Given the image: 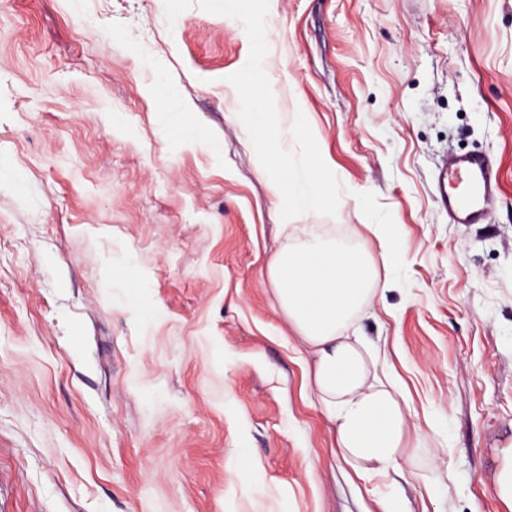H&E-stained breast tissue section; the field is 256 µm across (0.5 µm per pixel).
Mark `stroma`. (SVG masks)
<instances>
[{
  "label": "stroma",
  "instance_id": "1",
  "mask_svg": "<svg viewBox=\"0 0 512 512\" xmlns=\"http://www.w3.org/2000/svg\"><path fill=\"white\" fill-rule=\"evenodd\" d=\"M259 92L336 175L294 223L394 245L357 327L419 445L383 475L336 457L267 273ZM475 149L500 192L454 224ZM511 445L512 0H0V512H507ZM442 183H463V194L441 195L442 203L448 209V216L454 224H483L490 207L499 193V183L493 172L490 159L481 152L453 155L446 160L439 171ZM496 490L507 510L512 511V448L504 451V464L496 477Z\"/></svg>",
  "mask_w": 512,
  "mask_h": 512
}]
</instances>
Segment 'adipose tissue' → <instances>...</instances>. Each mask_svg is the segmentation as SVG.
<instances>
[{"mask_svg":"<svg viewBox=\"0 0 512 512\" xmlns=\"http://www.w3.org/2000/svg\"><path fill=\"white\" fill-rule=\"evenodd\" d=\"M245 131L259 134L256 164L287 213L321 206L336 182L318 157L305 171L278 164L289 148L313 144L301 132L299 114L257 103L237 115ZM286 241L268 264L274 293L288 323L308 351L307 376L334 423L342 460L362 473L383 474L396 467L411 445L400 393L366 340L351 334L354 319L378 290L392 286L380 278L366 249H350L329 224H290Z\"/></svg>","mask_w":512,"mask_h":512,"instance_id":"adipose-tissue-1","label":"adipose tissue"}]
</instances>
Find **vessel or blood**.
<instances>
[{
    "label": "vessel or blood",
    "mask_w": 512,
    "mask_h": 512,
    "mask_svg": "<svg viewBox=\"0 0 512 512\" xmlns=\"http://www.w3.org/2000/svg\"><path fill=\"white\" fill-rule=\"evenodd\" d=\"M443 183H461L462 194H442L441 201L456 224L485 223L490 207L499 193V183L490 159L480 152H468L448 158L440 168Z\"/></svg>",
    "instance_id": "1"
}]
</instances>
